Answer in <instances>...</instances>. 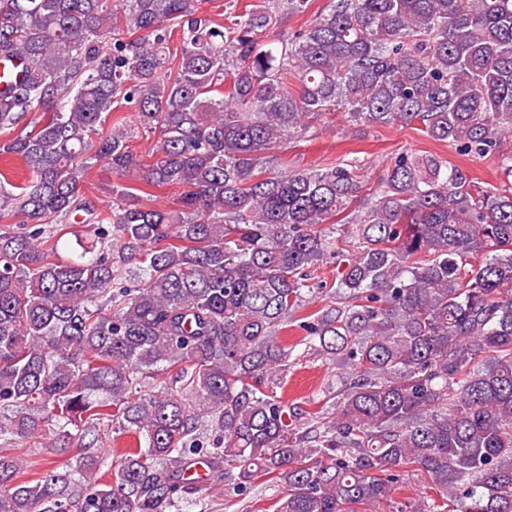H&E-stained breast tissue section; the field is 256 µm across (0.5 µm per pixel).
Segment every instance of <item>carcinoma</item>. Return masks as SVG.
<instances>
[{
	"instance_id": "cac0c4a2",
	"label": "carcinoma",
	"mask_w": 512,
	"mask_h": 512,
	"mask_svg": "<svg viewBox=\"0 0 512 512\" xmlns=\"http://www.w3.org/2000/svg\"><path fill=\"white\" fill-rule=\"evenodd\" d=\"M272 27L266 7L226 32L192 0H0V128L45 118L0 142L28 171H0V218L31 225L0 230V440L84 449L27 478L0 448V512H178L209 491L198 464L239 495L256 471L283 479L276 512H512V185L429 151L395 157L372 193L355 160L267 166L330 106L496 152L512 135V0H336L279 52L259 43ZM121 105L158 135L144 160L124 126L90 151ZM101 160L181 193L158 209L122 184L100 205L81 188ZM79 212L100 257L53 261V226ZM324 224L351 254L305 343L350 377L335 416L299 432L265 389L336 250ZM155 376L179 391L142 393ZM105 425L145 447L101 482ZM406 466L436 493L407 511Z\"/></svg>"
}]
</instances>
